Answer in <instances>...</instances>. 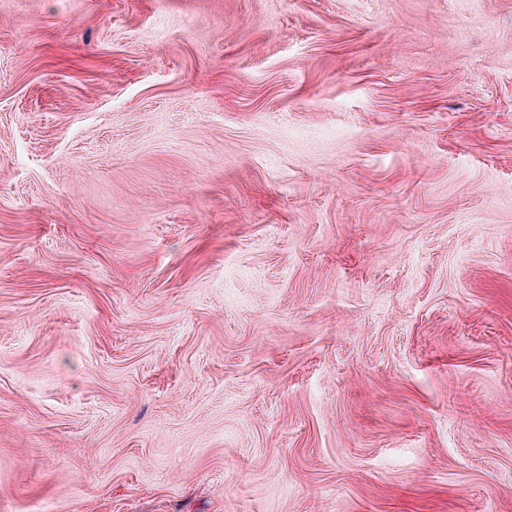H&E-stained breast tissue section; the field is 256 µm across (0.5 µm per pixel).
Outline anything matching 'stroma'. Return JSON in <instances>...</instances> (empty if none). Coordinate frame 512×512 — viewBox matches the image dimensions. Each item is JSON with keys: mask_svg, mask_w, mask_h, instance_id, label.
<instances>
[{"mask_svg": "<svg viewBox=\"0 0 512 512\" xmlns=\"http://www.w3.org/2000/svg\"><path fill=\"white\" fill-rule=\"evenodd\" d=\"M0 512H512V0H0Z\"/></svg>", "mask_w": 512, "mask_h": 512, "instance_id": "obj_1", "label": "stroma"}]
</instances>
